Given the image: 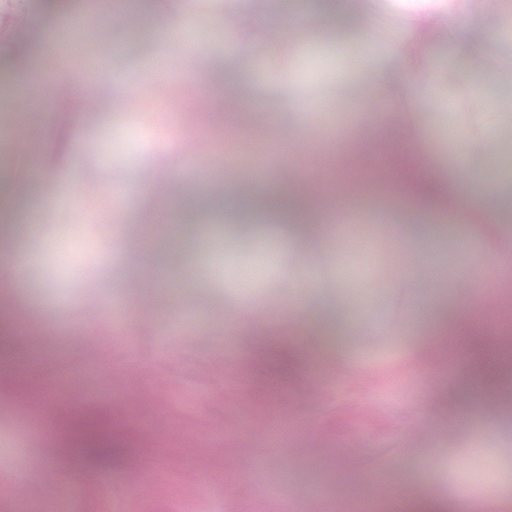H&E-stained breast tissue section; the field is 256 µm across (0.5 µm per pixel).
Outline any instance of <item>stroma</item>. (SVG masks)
I'll use <instances>...</instances> for the list:
<instances>
[{
	"label": "stroma",
	"instance_id": "obj_1",
	"mask_svg": "<svg viewBox=\"0 0 512 512\" xmlns=\"http://www.w3.org/2000/svg\"><path fill=\"white\" fill-rule=\"evenodd\" d=\"M396 2L361 0L366 25L344 30L294 0L231 14L224 0H180L198 16L186 30L131 5L132 23L107 26L109 0H0V71L37 62L0 102L18 112L36 94L48 115L37 156L27 133L0 142L18 159L0 179L18 226L0 297L42 340L49 387L85 392L123 450L56 480L39 468L47 425L18 427L0 397V512H358L369 497L394 512L400 494L464 487L478 503L490 486L512 498V413L476 396L463 364L420 352L445 312L474 335L512 324V259L495 262L480 225L413 209L397 190H367L359 213L305 235L263 214L188 223L180 207L247 173L274 190L278 168L342 149L348 128L381 135L379 76L397 67L388 48L406 19ZM479 27L491 58L511 54L512 0H483ZM420 79L437 92L408 108L436 172L500 175L499 220L512 226V153L460 148L512 128L507 112L472 109L512 95V75L490 80L435 42ZM192 84L250 105L267 143L190 110ZM159 206L180 235L172 255L139 236ZM292 339L304 353L287 410L247 398L256 345L276 354ZM141 452L157 464L136 486Z\"/></svg>",
	"mask_w": 512,
	"mask_h": 512
}]
</instances>
